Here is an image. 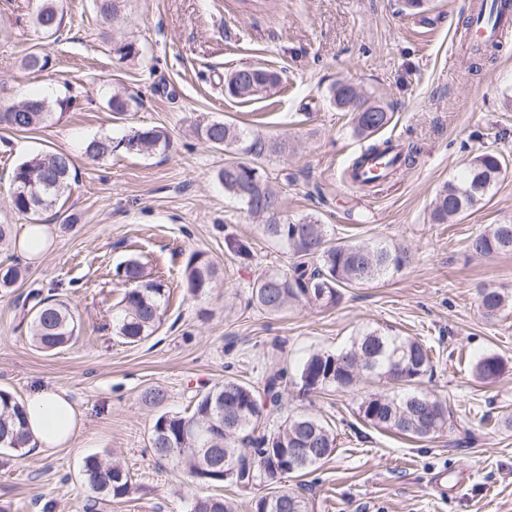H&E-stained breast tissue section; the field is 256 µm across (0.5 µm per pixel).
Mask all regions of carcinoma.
Listing matches in <instances>:
<instances>
[{
	"mask_svg": "<svg viewBox=\"0 0 512 512\" xmlns=\"http://www.w3.org/2000/svg\"><path fill=\"white\" fill-rule=\"evenodd\" d=\"M121 0H94L96 15L105 23L119 12ZM493 12L484 7L464 18L466 34L481 21L492 22ZM60 0H38L34 26L41 43L35 44L23 57L22 66L41 71L48 65L43 42L58 40L63 28ZM501 41L473 39L470 55L480 60L498 50ZM279 84L277 72L247 67L224 77V95L242 100L268 93ZM133 99L116 93L108 106L121 119L132 109ZM330 102L352 115L354 134L369 140L364 150L347 166L355 178L370 160H381L380 173L368 181L386 180L401 168L416 162L419 148L413 143L393 145L390 139L375 135L392 120L393 113L380 102L365 96L348 82L331 86ZM51 116L49 105L30 96L8 105H0V129L31 132L45 124ZM197 136L208 147L241 154L245 159H228L218 174L224 191L238 198L247 211L261 221L262 233L283 243L288 249L286 269L265 272L249 287L248 303L269 315H278L293 307L318 304L334 306L341 299V289L362 286L403 270L411 262L408 249L383 239L367 242H337L330 237L327 225L314 215L297 220L285 216L282 191L265 169V161L285 152L286 142L259 134L252 136L236 124L212 120L196 125ZM169 143L168 134L159 127L133 131L114 142L104 135L85 144L84 154L100 160L116 147L135 155L148 154ZM505 158L482 150L467 163L464 178L445 184L431 203L430 221L446 224L452 218L481 204L502 174ZM74 163L70 154L61 151L39 152L19 163L12 172V209L38 222L41 215L55 207L70 191ZM467 248L482 256L512 254V224H493L472 236ZM224 250L235 258L250 256V246L227 236ZM218 267L200 252L189 255L184 266L185 287L192 295L203 294L213 287ZM127 285L121 308L112 320L118 337L137 344L152 336L164 315L166 288L162 281L144 274L142 264L132 258L121 274ZM24 278V269L8 264L0 270V288L14 287ZM26 315L29 335L34 345L46 352L63 348L77 338L81 320L70 304L57 294L42 296L32 292ZM479 304L484 313L495 317L508 306L512 296L485 287L479 290ZM431 348L412 336H401L379 329L365 331L339 352L314 351L294 374L285 367L264 371L254 383L228 376L224 381L198 394L194 410L183 416L163 412L155 420L149 436V447L159 463L181 469L193 482L221 485L228 483L247 490L270 487L267 494L251 500V512H309L303 485L283 483L288 470L281 469L279 455L290 448L300 450L303 460L295 473L305 475L326 460L336 448V435L327 422L312 413L298 412L277 419L281 409L284 385L300 387L304 395L328 387L348 390L363 379L411 386L432 373ZM505 371L503 359L485 353L476 359L475 379L484 384L496 382ZM364 422L397 434L429 438L448 430V404L432 395L414 389L403 394L371 392L357 407ZM29 435L23 403L12 394L0 391V451H19L26 447ZM83 482L89 496L84 512H101L102 508L122 499L132 489V478L118 461L98 453L90 454L81 466ZM188 512H238V504L224 496H196Z\"/></svg>",
	"mask_w": 512,
	"mask_h": 512,
	"instance_id": "1",
	"label": "carcinoma"
}]
</instances>
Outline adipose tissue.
Returning <instances> with one entry per match:
<instances>
[{
    "instance_id": "ef3b65f1",
    "label": "adipose tissue",
    "mask_w": 512,
    "mask_h": 512,
    "mask_svg": "<svg viewBox=\"0 0 512 512\" xmlns=\"http://www.w3.org/2000/svg\"><path fill=\"white\" fill-rule=\"evenodd\" d=\"M30 445L40 452L69 445L77 439L82 419L66 390L41 388L25 402Z\"/></svg>"
}]
</instances>
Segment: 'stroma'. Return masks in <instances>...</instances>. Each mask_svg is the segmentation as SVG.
I'll return each mask as SVG.
<instances>
[{
    "instance_id": "stroma-1",
    "label": "stroma",
    "mask_w": 512,
    "mask_h": 512,
    "mask_svg": "<svg viewBox=\"0 0 512 512\" xmlns=\"http://www.w3.org/2000/svg\"><path fill=\"white\" fill-rule=\"evenodd\" d=\"M473 2L429 0L425 12L411 14L401 0H277L273 10L250 12L233 0H122L104 29L92 0H62L65 30L46 46L47 68L33 73L21 60L36 39V0H0V103L77 98L36 131L0 130V224L11 240L0 263L26 270L16 288L0 291V389L21 401L39 388L65 389L83 419L74 444L0 454V512H82L81 463L102 452L133 477L131 493L109 512H186L192 497L214 493L246 504L253 491L194 484L156 462L148 437L159 412L191 413L196 394L224 377L253 381L386 327L431 346L433 372L421 387L448 402L453 429L432 439L380 430L356 414L377 384L326 388L308 407L332 427L337 447L300 479L311 512H512V428L504 424L512 418V313L486 317L477 298L486 285L512 294V255L484 258L466 248L487 225L512 222V35L479 71L469 70L459 18ZM116 42L136 43L145 55L118 60ZM245 66L277 70L279 87L257 100H228L224 76ZM341 80L390 108L380 138L420 148L415 165L369 194L344 185L343 169L363 143L350 113L328 99ZM116 91L135 98L129 120L112 117L107 102ZM215 119L287 139V152L266 169L283 182L290 219L314 214L334 238L403 244L411 264L343 289L335 306L278 316L247 307L249 284L284 268L286 248L218 181L224 153L192 131ZM133 127L165 129L169 147L150 155L119 149L99 161L84 155L87 140H117ZM482 149L508 163L486 201L450 223H431L436 193ZM42 150L69 153L77 178L44 213L50 244L30 260L13 246L27 219L11 207V171ZM228 235L250 243L249 259L225 253ZM195 251L220 267L214 288L198 297L182 281ZM132 257L169 292L159 329L137 344L112 332L124 291L116 270ZM52 287L79 314L82 331L43 352L28 338L21 303L31 289ZM489 352L506 370L486 385L473 365ZM154 386L167 393L160 410L142 400Z\"/></svg>"
}]
</instances>
